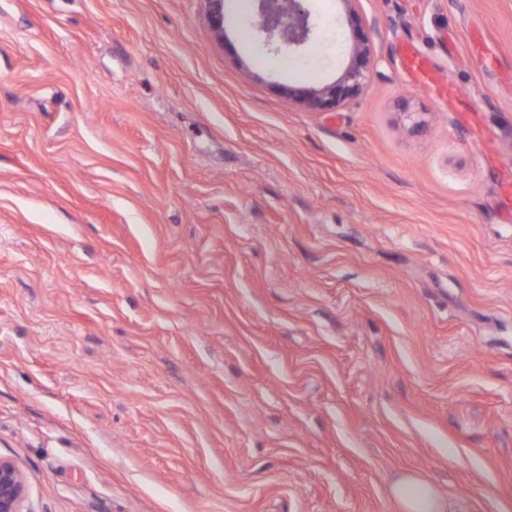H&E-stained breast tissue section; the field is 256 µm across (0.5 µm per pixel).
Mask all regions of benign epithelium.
Listing matches in <instances>:
<instances>
[{
	"label": "benign epithelium",
	"mask_w": 512,
	"mask_h": 512,
	"mask_svg": "<svg viewBox=\"0 0 512 512\" xmlns=\"http://www.w3.org/2000/svg\"><path fill=\"white\" fill-rule=\"evenodd\" d=\"M213 27L224 36V0H206ZM246 24L262 37L266 47L276 51H295L311 38L313 23L304 0H255ZM371 48L363 35L355 41L351 59L343 73L321 88H295L289 93L311 107L329 110L359 95L370 81ZM26 482L22 472L9 459L0 457V512H25Z\"/></svg>",
	"instance_id": "7a95c632"
}]
</instances>
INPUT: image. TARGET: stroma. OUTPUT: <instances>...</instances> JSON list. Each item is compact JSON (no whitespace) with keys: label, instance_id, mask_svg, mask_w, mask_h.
Here are the masks:
<instances>
[{"label":"stroma","instance_id":"1","mask_svg":"<svg viewBox=\"0 0 512 512\" xmlns=\"http://www.w3.org/2000/svg\"><path fill=\"white\" fill-rule=\"evenodd\" d=\"M0 0V457L28 512H512V0ZM415 45L459 101L416 82ZM423 113L411 130L404 115ZM304 1L307 0H255L246 24L275 52L298 50L308 43L313 32ZM370 56L368 40L359 34L352 48L350 62L336 81L321 88L290 89L289 93L314 108H336L367 88L370 81ZM392 493L404 512H463L457 499L441 495L432 485L412 475L397 478Z\"/></svg>","mask_w":512,"mask_h":512}]
</instances>
